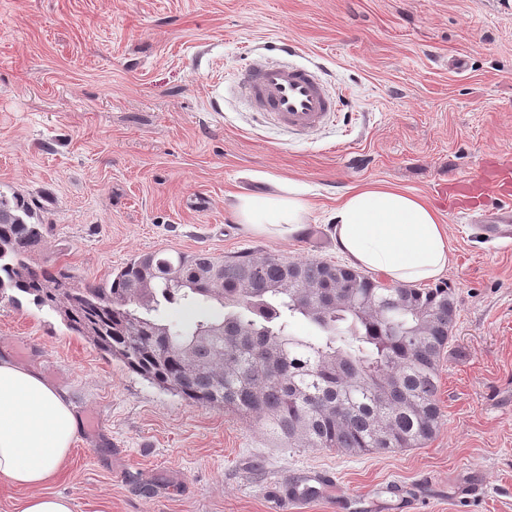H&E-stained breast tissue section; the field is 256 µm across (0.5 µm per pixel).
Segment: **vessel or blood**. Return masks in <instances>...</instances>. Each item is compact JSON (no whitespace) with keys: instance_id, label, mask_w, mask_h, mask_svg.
<instances>
[{"instance_id":"vessel-or-blood-1","label":"vessel or blood","mask_w":512,"mask_h":512,"mask_svg":"<svg viewBox=\"0 0 512 512\" xmlns=\"http://www.w3.org/2000/svg\"><path fill=\"white\" fill-rule=\"evenodd\" d=\"M238 84L263 118L297 134L310 135L335 117L336 101L323 81L310 68L260 62L238 78ZM458 193L485 206V218L477 231L486 240L506 237L505 225L512 221V169L458 183Z\"/></svg>"}]
</instances>
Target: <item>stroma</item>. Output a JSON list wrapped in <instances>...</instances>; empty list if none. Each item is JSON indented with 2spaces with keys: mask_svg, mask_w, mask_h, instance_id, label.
Listing matches in <instances>:
<instances>
[{
  "mask_svg": "<svg viewBox=\"0 0 512 512\" xmlns=\"http://www.w3.org/2000/svg\"><path fill=\"white\" fill-rule=\"evenodd\" d=\"M316 67L339 97L308 137L262 123L237 78ZM466 57L468 69L451 63ZM512 156L505 0H0V189L48 225L36 265L99 283L153 252L343 263L329 212L368 182L422 195L448 226L452 341L441 426L422 448H278L240 416L163 391L60 318L0 299V354L63 388L81 418L52 488L74 512H512V243L473 233L457 180ZM312 208L292 238L255 233L236 196L288 183ZM332 486L289 503L307 473Z\"/></svg>",
  "mask_w": 512,
  "mask_h": 512,
  "instance_id": "1",
  "label": "stroma"
}]
</instances>
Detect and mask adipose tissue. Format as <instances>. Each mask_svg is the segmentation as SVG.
<instances>
[{"instance_id":"1","label":"adipose tissue","mask_w":512,"mask_h":512,"mask_svg":"<svg viewBox=\"0 0 512 512\" xmlns=\"http://www.w3.org/2000/svg\"><path fill=\"white\" fill-rule=\"evenodd\" d=\"M309 204L296 185L281 193L238 197L235 213L252 231L292 237ZM336 249L356 267L393 284L438 280L451 259L439 212L405 189L367 184L343 195L333 211ZM80 420L67 393L37 370L0 357V482L27 490L17 512H72L70 499L51 491L68 459Z\"/></svg>"}]
</instances>
